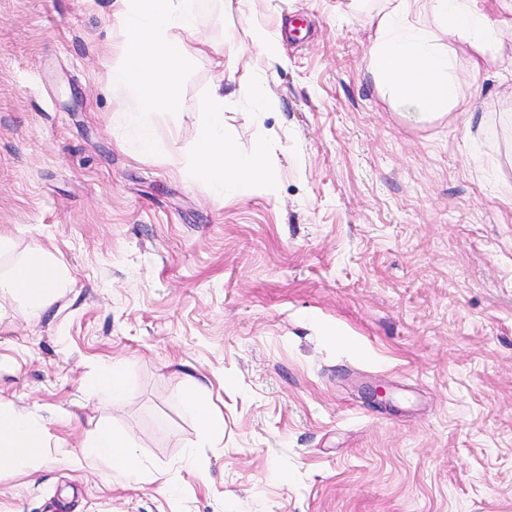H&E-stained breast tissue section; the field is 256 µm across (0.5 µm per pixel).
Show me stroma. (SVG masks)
<instances>
[{"mask_svg": "<svg viewBox=\"0 0 512 512\" xmlns=\"http://www.w3.org/2000/svg\"><path fill=\"white\" fill-rule=\"evenodd\" d=\"M481 3L499 40L447 41L471 112L411 122L368 71L382 0H202L222 53L189 61L152 157L105 80L110 0H0V271L38 245L67 274L36 321L0 296V398L41 429L0 512H512V0ZM252 23L282 62L240 66ZM225 67L227 134L269 146L276 191L219 204L186 167ZM112 358L117 401L88 391ZM192 377L220 447L182 408ZM102 422L145 477L84 458Z\"/></svg>", "mask_w": 512, "mask_h": 512, "instance_id": "obj_1", "label": "stroma"}]
</instances>
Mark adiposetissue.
I'll use <instances>...</instances> for the list:
<instances>
[{
	"instance_id": "1",
	"label": "adipose tissue",
	"mask_w": 512,
	"mask_h": 512,
	"mask_svg": "<svg viewBox=\"0 0 512 512\" xmlns=\"http://www.w3.org/2000/svg\"><path fill=\"white\" fill-rule=\"evenodd\" d=\"M376 13L375 40L369 71L389 102L411 121L438 117L452 110L469 111L459 92L454 58L445 40L454 35L496 40L479 0H384ZM112 16L122 36L120 65L109 67L107 83L133 89L144 119L137 148L146 156L164 153L167 144L150 120V113L177 105L181 78L190 58L185 36L199 28L197 0H114ZM191 174L205 177L216 201L248 189H271L273 159L265 143L251 151H234L224 129V83L216 81L209 94L192 160ZM59 276L40 246L8 273L0 272V294L25 299L32 317H40L57 296ZM206 385L192 380L184 394L185 412L204 437H224V420L203 399ZM37 428L12 403L0 401V465L15 470L30 466ZM85 457L99 459L115 480L140 478L143 461L132 440L110 425H99Z\"/></svg>"
}]
</instances>
